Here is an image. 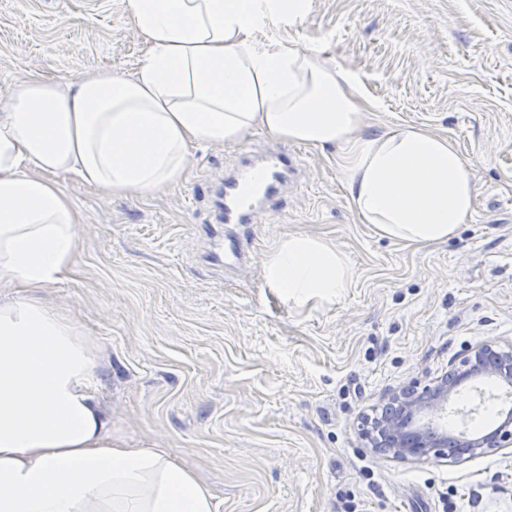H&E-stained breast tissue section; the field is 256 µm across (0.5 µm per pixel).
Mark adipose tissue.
I'll return each mask as SVG.
<instances>
[{
    "mask_svg": "<svg viewBox=\"0 0 512 512\" xmlns=\"http://www.w3.org/2000/svg\"><path fill=\"white\" fill-rule=\"evenodd\" d=\"M147 51L133 76L67 86L32 73L0 106V512H219L165 448L113 439L97 357L68 313L40 299L73 271L82 217L64 173L111 191L162 194L195 145L251 131L334 148L358 223L409 246L446 241L473 215L474 163L448 136L396 126L368 136L369 102L283 26L308 0H129ZM263 278L293 305L336 300L352 279L320 237L292 234Z\"/></svg>",
    "mask_w": 512,
    "mask_h": 512,
    "instance_id": "1",
    "label": "adipose tissue"
}]
</instances>
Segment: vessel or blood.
<instances>
[{"label": "vessel or blood", "mask_w": 512, "mask_h": 512, "mask_svg": "<svg viewBox=\"0 0 512 512\" xmlns=\"http://www.w3.org/2000/svg\"><path fill=\"white\" fill-rule=\"evenodd\" d=\"M301 167L296 153L281 148L241 160L220 189L221 224L247 227L259 223L261 214L272 212L287 181L297 177Z\"/></svg>", "instance_id": "obj_1"}]
</instances>
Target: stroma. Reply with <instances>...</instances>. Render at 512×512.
<instances>
[{
  "instance_id": "obj_1",
  "label": "stroma",
  "mask_w": 512,
  "mask_h": 512,
  "mask_svg": "<svg viewBox=\"0 0 512 512\" xmlns=\"http://www.w3.org/2000/svg\"><path fill=\"white\" fill-rule=\"evenodd\" d=\"M292 36L357 77L373 130L425 126L473 160L471 221L425 247L381 237L355 220L335 151L288 141L300 179L243 260L209 263L200 232L225 171L275 143L257 131L191 148L160 196L55 175L83 222L73 274L42 296L97 348L113 438L169 449L219 512H512V450L401 462L361 437L389 390L512 342V0H310ZM146 49L128 0H0V105L29 73L129 76ZM295 233L349 260L335 303L297 309L264 284Z\"/></svg>"
}]
</instances>
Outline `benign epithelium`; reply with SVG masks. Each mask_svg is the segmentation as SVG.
Wrapping results in <instances>:
<instances>
[{"label": "benign epithelium", "instance_id": "7a95c632", "mask_svg": "<svg viewBox=\"0 0 512 512\" xmlns=\"http://www.w3.org/2000/svg\"><path fill=\"white\" fill-rule=\"evenodd\" d=\"M495 377L512 387V343L500 348L492 341L470 346L464 353L462 369L421 387L413 383L385 394L389 411L362 431L369 447L380 456L399 461H422L444 457L448 437L436 438L432 432L410 433L407 426L418 414L434 417L445 409L458 384L473 377ZM512 447V411L492 429L458 444L461 455L474 457L487 449Z\"/></svg>", "mask_w": 512, "mask_h": 512}]
</instances>
